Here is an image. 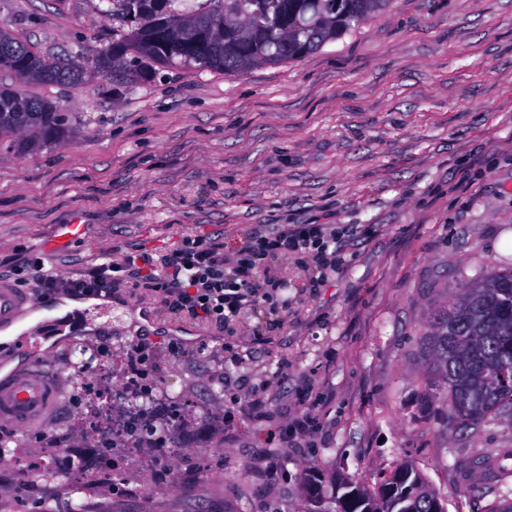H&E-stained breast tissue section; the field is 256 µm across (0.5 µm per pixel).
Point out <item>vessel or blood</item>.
Wrapping results in <instances>:
<instances>
[{
    "instance_id": "obj_1",
    "label": "vessel or blood",
    "mask_w": 512,
    "mask_h": 512,
    "mask_svg": "<svg viewBox=\"0 0 512 512\" xmlns=\"http://www.w3.org/2000/svg\"><path fill=\"white\" fill-rule=\"evenodd\" d=\"M37 305L35 298L0 278V328L13 325ZM63 389L40 355L0 376V421L20 427L48 424Z\"/></svg>"
}]
</instances>
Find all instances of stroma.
<instances>
[{"label":"stroma","instance_id":"1","mask_svg":"<svg viewBox=\"0 0 512 512\" xmlns=\"http://www.w3.org/2000/svg\"><path fill=\"white\" fill-rule=\"evenodd\" d=\"M0 23L40 54L84 62L129 30L108 0H0ZM6 86L62 103L69 131L41 150L0 152V261L28 248L61 275L104 258L158 253L187 235L240 245L259 224L354 230L344 265L317 293L295 256L276 319L249 310L236 335L118 290L88 306L81 336L139 337L201 423L175 477L86 512H306V474L372 484L410 461L447 512H486L505 488L472 485L461 462L512 468V416L467 431L441 409L416 414L432 313L489 268L512 267V0H389L318 51L239 76L174 68L116 94L87 70L77 85ZM85 227L46 250L61 224ZM224 378V398L213 382ZM263 392L266 409L250 400ZM311 428L280 437L294 418ZM69 485L42 497L0 489V512H65Z\"/></svg>","mask_w":512,"mask_h":512}]
</instances>
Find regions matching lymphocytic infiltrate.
Instances as JSON below:
<instances>
[{
  "label": "lymphocytic infiltrate",
  "instance_id": "f902f5d3",
  "mask_svg": "<svg viewBox=\"0 0 512 512\" xmlns=\"http://www.w3.org/2000/svg\"><path fill=\"white\" fill-rule=\"evenodd\" d=\"M344 236L333 224H268L232 250L209 237L187 236L162 254H127L76 276L47 270L43 257L28 250L9 272L17 285L33 288L43 299H108L113 289L139 288L173 313L231 330L250 308L265 307L273 316L284 308V283L267 275L268 259L306 258L315 270L308 286L317 289L342 265Z\"/></svg>",
  "mask_w": 512,
  "mask_h": 512
}]
</instances>
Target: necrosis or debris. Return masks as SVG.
Masks as SVG:
<instances>
[{"label": "necrosis or debris", "mask_w": 512, "mask_h": 512, "mask_svg": "<svg viewBox=\"0 0 512 512\" xmlns=\"http://www.w3.org/2000/svg\"><path fill=\"white\" fill-rule=\"evenodd\" d=\"M55 362L65 370L71 395L60 409L62 425L35 437L22 438L0 426V485L13 483L18 470L52 474L55 480L83 485L81 471L59 467L60 458L77 443L99 447L112 461L98 479L122 495L132 492L128 475L170 473L178 446L174 437L185 436L198 416L191 414L182 394L174 393L162 375L136 364L129 352L112 353L102 337L90 336L57 349ZM158 415L173 437H135L128 428L141 415Z\"/></svg>", "instance_id": "necrosis-or-debris-1"}]
</instances>
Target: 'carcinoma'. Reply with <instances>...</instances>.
I'll list each match as a JSON object with an SVG mask.
<instances>
[{"label":"carcinoma","mask_w":512,"mask_h":512,"mask_svg":"<svg viewBox=\"0 0 512 512\" xmlns=\"http://www.w3.org/2000/svg\"><path fill=\"white\" fill-rule=\"evenodd\" d=\"M174 0H111L134 24L120 40L95 51L110 61L112 81L127 88L183 67L236 76L256 65L295 61L341 39L388 0H213L216 8L176 14ZM0 73L46 85L74 84L79 64L48 62L29 45L0 33ZM68 131L58 105L0 88V151L24 155ZM423 344L429 380L417 400L423 413L439 403L460 428L512 412V268L494 269L435 311ZM332 504L320 498L324 480ZM307 512H444L441 497L410 462L374 485L336 472L305 478Z\"/></svg>","instance_id":"carcinoma-1"}]
</instances>
